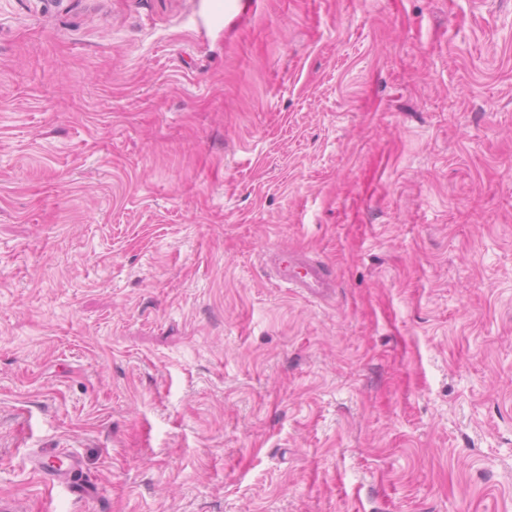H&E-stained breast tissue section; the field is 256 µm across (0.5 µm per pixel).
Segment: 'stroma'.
<instances>
[{
  "label": "stroma",
  "instance_id": "obj_1",
  "mask_svg": "<svg viewBox=\"0 0 512 512\" xmlns=\"http://www.w3.org/2000/svg\"><path fill=\"white\" fill-rule=\"evenodd\" d=\"M228 2L0 0V506L512 512V0ZM281 279L289 288H298L311 295L322 294L330 288V279L325 267L314 260H298L281 267ZM68 455L70 458L66 459V466L60 456L35 457V468L47 481L62 480L69 493H83L86 489L82 487V484L71 479L73 473L79 469V463L75 456Z\"/></svg>",
  "mask_w": 512,
  "mask_h": 512
}]
</instances>
